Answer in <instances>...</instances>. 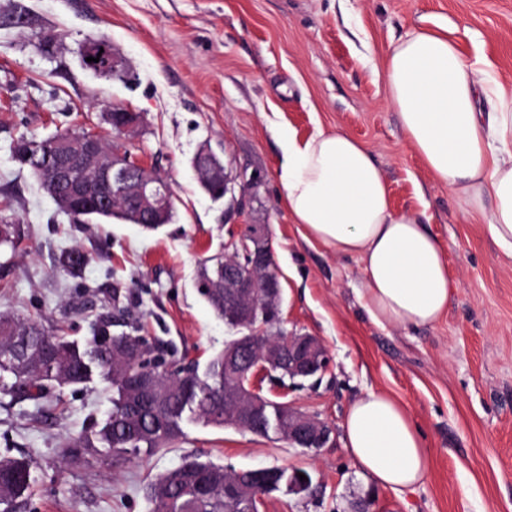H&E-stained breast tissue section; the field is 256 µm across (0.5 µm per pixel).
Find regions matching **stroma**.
Here are the masks:
<instances>
[{
	"mask_svg": "<svg viewBox=\"0 0 512 512\" xmlns=\"http://www.w3.org/2000/svg\"><path fill=\"white\" fill-rule=\"evenodd\" d=\"M417 24L447 28L467 58L512 86V0H0V216L20 235L0 251V311L65 325L82 342L99 314L124 309L203 368L231 333L199 294L198 270L223 255L233 225H269L282 326L320 338L330 361L303 387L266 382L262 394L333 430L315 451L188 422L151 454L73 465L63 451L107 418L109 383L95 374L59 389L57 406L0 394V459L32 467L15 512H151L148 484L194 457L309 472L310 495L274 493L261 512H512V260L485 234V216L423 168L377 75ZM49 34L62 39L51 55L38 48ZM101 34L123 77L83 66L84 39ZM112 104L142 114L136 135L113 134L103 118ZM283 127L302 139L338 128L369 149L394 209L414 213L443 248L453 291L438 322L374 325L359 299L361 263L303 238L281 203ZM64 131L100 135L163 175L173 221L153 232L73 223L10 154L19 136ZM205 144L234 180L219 200L191 166ZM73 246L91 257L76 275L59 264ZM371 390L402 404L429 450L414 489L375 487L344 447V415Z\"/></svg>",
	"mask_w": 512,
	"mask_h": 512,
	"instance_id": "obj_1",
	"label": "stroma"
}]
</instances>
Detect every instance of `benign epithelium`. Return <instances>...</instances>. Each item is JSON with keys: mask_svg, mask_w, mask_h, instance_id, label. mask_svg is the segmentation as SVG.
Instances as JSON below:
<instances>
[{"mask_svg": "<svg viewBox=\"0 0 512 512\" xmlns=\"http://www.w3.org/2000/svg\"><path fill=\"white\" fill-rule=\"evenodd\" d=\"M99 61L88 62L86 58ZM81 60L98 76L120 74V61L104 37L92 38L81 49ZM112 130L119 135L138 131L142 116L124 108H108ZM12 158L22 162L40 185L50 187L48 194L58 209L70 215L76 211L90 217L119 202L134 219L148 224H165L172 189L168 181L153 172L130 153L106 148L97 134H58L46 147L39 141L20 137L13 141ZM193 167L206 182L222 194L233 190L232 179L222 162L208 150L198 152ZM225 249L246 251L249 267H241L231 256L224 257L225 324L236 336L224 344V426L260 435L270 433L303 449H319L331 441L332 428L286 403H274L252 388L259 377L281 381L307 379L327 366V350L321 340L309 334L289 333L281 339L269 334L268 325L256 324L258 312L279 321L282 288L270 256L269 229L266 224H248L243 234H230ZM163 373L152 368L132 377L139 393L161 390ZM232 477L224 482L227 512H260L265 495L284 491L306 494L312 478L300 480L299 474L286 473L283 466L247 469L226 467Z\"/></svg>", "mask_w": 512, "mask_h": 512, "instance_id": "7a95c632", "label": "benign epithelium"}]
</instances>
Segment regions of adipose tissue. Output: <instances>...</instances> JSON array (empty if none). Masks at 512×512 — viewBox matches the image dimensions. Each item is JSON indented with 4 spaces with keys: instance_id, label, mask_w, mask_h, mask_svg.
<instances>
[{
    "instance_id": "1",
    "label": "adipose tissue",
    "mask_w": 512,
    "mask_h": 512,
    "mask_svg": "<svg viewBox=\"0 0 512 512\" xmlns=\"http://www.w3.org/2000/svg\"><path fill=\"white\" fill-rule=\"evenodd\" d=\"M380 76L387 103L429 172L487 213L486 231L512 258V94L489 81L447 34L424 27L391 45ZM493 102L491 112L478 109ZM282 203L306 240L363 264L360 299L380 327L428 325L448 309L452 284L438 240L412 214L395 211L387 180L367 147L348 134L317 129L301 139L281 129ZM345 447L381 489L414 487L430 456L407 410L370 391L349 407Z\"/></svg>"
}]
</instances>
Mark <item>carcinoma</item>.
Masks as SVG:
<instances>
[{"mask_svg": "<svg viewBox=\"0 0 512 512\" xmlns=\"http://www.w3.org/2000/svg\"><path fill=\"white\" fill-rule=\"evenodd\" d=\"M90 260L78 248L61 256L68 271L82 269ZM199 292L219 317H224V273L217 264L205 265L199 274ZM124 330L112 331L110 314H100L91 325L92 336L79 345L66 338L63 329L47 331L41 324L0 312V373L14 381L0 385V391L15 398L38 402L53 384L78 385L96 372L115 390L112 412L96 432L97 442L83 436L72 439L69 454L77 459L84 448L100 445L107 453H150L182 434L187 421H206L224 404V353L213 357L204 375L183 377L174 368L164 389L156 395L132 398L112 379V367L120 364L127 349L125 367L131 371L149 364L159 347L155 340L138 334V328L123 323ZM224 466L198 458L190 467H177L148 485L153 512H225ZM31 482V468L22 460H0V504L21 497Z\"/></svg>", "mask_w": 512, "mask_h": 512, "instance_id": "1", "label": "carcinoma"}]
</instances>
